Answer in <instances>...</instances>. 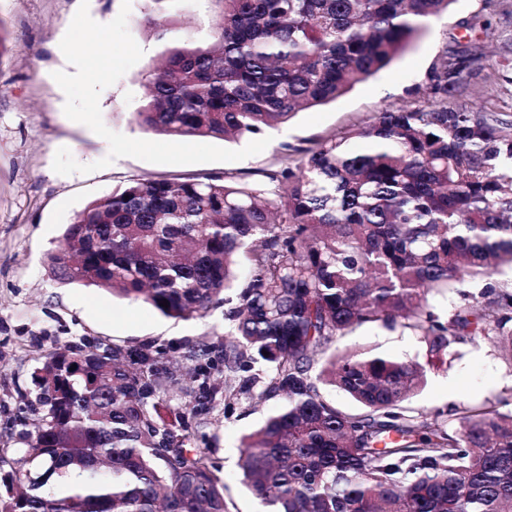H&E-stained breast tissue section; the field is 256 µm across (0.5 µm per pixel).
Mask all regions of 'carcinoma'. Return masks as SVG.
<instances>
[{
  "instance_id": "cac0c4a2",
  "label": "carcinoma",
  "mask_w": 512,
  "mask_h": 512,
  "mask_svg": "<svg viewBox=\"0 0 512 512\" xmlns=\"http://www.w3.org/2000/svg\"><path fill=\"white\" fill-rule=\"evenodd\" d=\"M211 2L209 41L167 49L140 126L257 135L374 76L454 0ZM476 61L441 56L423 104L301 157L285 147L258 180L141 179L81 210L49 257L55 278L174 319L222 299L224 336L185 353L70 343L41 356L0 512H226L199 428L221 403L275 398L239 458L262 512H512V408L405 406L458 343L512 362V288L495 279L512 267V123L448 105ZM363 326L401 328L427 362L333 350ZM183 360L190 404L176 401Z\"/></svg>"
}]
</instances>
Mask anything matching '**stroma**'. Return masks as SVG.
Masks as SVG:
<instances>
[{
	"instance_id": "1",
	"label": "stroma",
	"mask_w": 512,
	"mask_h": 512,
	"mask_svg": "<svg viewBox=\"0 0 512 512\" xmlns=\"http://www.w3.org/2000/svg\"><path fill=\"white\" fill-rule=\"evenodd\" d=\"M80 0H0V448L7 462L17 455V435L26 417L21 392L40 355L71 342L181 349L224 334V308L189 320L161 315L140 300L123 299L93 286L54 279L49 257L66 227L91 201L142 178L205 177L230 174L245 181L271 168L282 146L308 149L322 139L368 121L376 112L417 105L412 93L424 84L444 52L468 46L480 58L467 89L454 106L482 103L512 121V86L497 82L503 57L512 58V0H455L447 14L430 21L414 45L388 68L327 104L296 113L288 123L265 129L271 142L254 156L235 162L188 165L149 163L133 157L112 161L89 174H57L59 148L90 164L107 156V142L68 119L65 95L53 72H72L60 42ZM211 0H169L155 11L152 0H131L128 30L144 54L122 78L102 91L105 125L131 138L155 141L134 113L151 79L149 64L185 40L204 42L213 24ZM340 350L379 351L425 361L418 339L398 330L368 326L343 337ZM512 397V364L491 344H457L454 356L431 369L408 405L414 409L452 408L460 402L494 404ZM277 400L258 407L240 403L232 417L216 408L204 426L216 436L214 473L223 482L228 512H258L257 500L242 486L237 466L242 438L256 430Z\"/></svg>"
}]
</instances>
